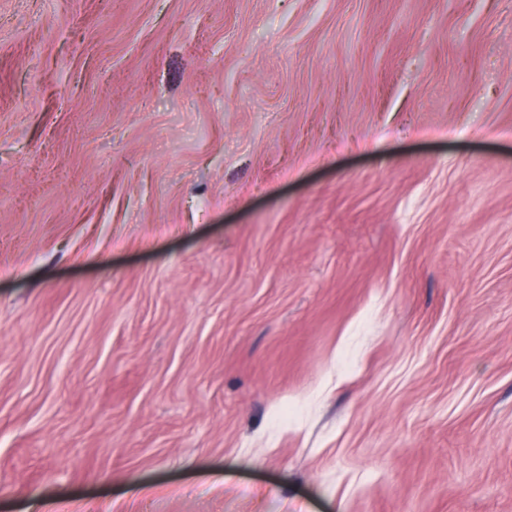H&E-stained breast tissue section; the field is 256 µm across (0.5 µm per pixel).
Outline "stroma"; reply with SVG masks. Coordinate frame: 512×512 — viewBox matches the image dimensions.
I'll list each match as a JSON object with an SVG mask.
<instances>
[{
	"instance_id": "35a3bbf8",
	"label": "stroma",
	"mask_w": 512,
	"mask_h": 512,
	"mask_svg": "<svg viewBox=\"0 0 512 512\" xmlns=\"http://www.w3.org/2000/svg\"><path fill=\"white\" fill-rule=\"evenodd\" d=\"M0 512H512V0H0Z\"/></svg>"
}]
</instances>
